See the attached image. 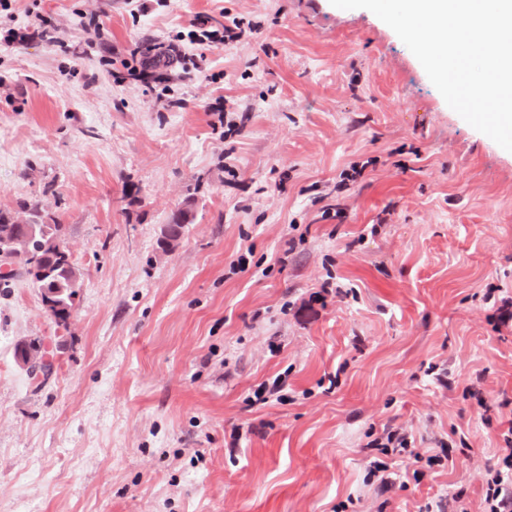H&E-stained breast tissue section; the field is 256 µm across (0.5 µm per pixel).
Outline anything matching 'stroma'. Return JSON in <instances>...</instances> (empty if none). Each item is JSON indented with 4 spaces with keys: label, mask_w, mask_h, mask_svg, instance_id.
Listing matches in <instances>:
<instances>
[{
    "label": "stroma",
    "mask_w": 512,
    "mask_h": 512,
    "mask_svg": "<svg viewBox=\"0 0 512 512\" xmlns=\"http://www.w3.org/2000/svg\"><path fill=\"white\" fill-rule=\"evenodd\" d=\"M9 2L0 31L44 16L67 45L0 51V209L49 203L81 288L58 324L26 275L0 285V512H484L512 430V152L363 8ZM198 16L246 31L194 45ZM173 45L200 68L142 82ZM36 337L43 383L15 356ZM387 428L408 453L369 449Z\"/></svg>",
    "instance_id": "obj_1"
}]
</instances>
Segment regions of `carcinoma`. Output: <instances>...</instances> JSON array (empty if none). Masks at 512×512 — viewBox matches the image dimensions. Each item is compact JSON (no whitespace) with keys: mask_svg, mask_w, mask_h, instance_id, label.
Segmentation results:
<instances>
[{"mask_svg":"<svg viewBox=\"0 0 512 512\" xmlns=\"http://www.w3.org/2000/svg\"><path fill=\"white\" fill-rule=\"evenodd\" d=\"M20 207L28 210L33 218L32 231L24 232L12 222L7 212H0V253L23 251L19 267L33 284L41 290L42 301L50 302V316L64 323L74 308L80 288L79 277L72 261L61 258L60 248L65 244L67 228L56 217L40 209L37 201L24 202ZM190 223V211L179 208L166 225L161 245L169 238L178 237L184 225Z\"/></svg>","mask_w":512,"mask_h":512,"instance_id":"cac0c4a2","label":"carcinoma"}]
</instances>
